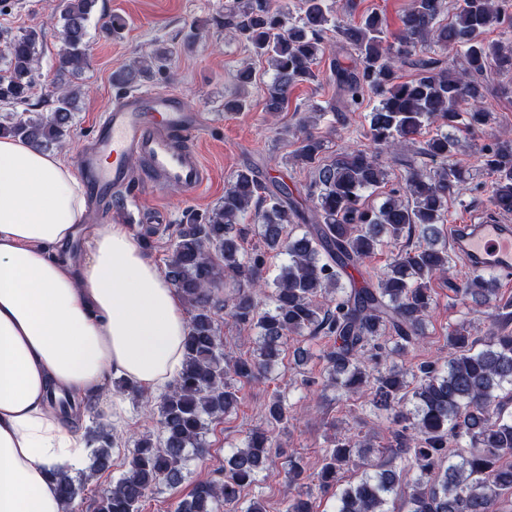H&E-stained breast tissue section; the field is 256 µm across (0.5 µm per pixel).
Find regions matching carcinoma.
Instances as JSON below:
<instances>
[{
    "label": "carcinoma",
    "instance_id": "carcinoma-1",
    "mask_svg": "<svg viewBox=\"0 0 512 512\" xmlns=\"http://www.w3.org/2000/svg\"><path fill=\"white\" fill-rule=\"evenodd\" d=\"M95 0H58L66 51L59 72L86 65L87 22ZM447 0H411L402 26L391 34L382 17L371 12L351 19L353 0L341 6L328 0H301L300 15L272 6V0H231L220 25L234 31L254 55L265 59L272 78L266 84L265 111L281 112L293 89L319 79V65L328 46L326 34L340 36L339 51H354L346 65L335 61L331 76L337 104L331 111H356L366 96L380 97L370 112L366 136L371 148L355 149L333 160L323 157L324 143L314 133L324 112L302 119L296 148L285 163L311 174L304 202L280 181L269 193L249 168L236 172L224 187V198L203 213L188 211L172 237L165 276L190 310L184 341L183 368L161 396L156 438L133 440L127 468L112 489L95 501L94 512H140L148 492L161 484L175 485L193 452L207 453V422L237 411L236 384L270 371L283 347L298 337L325 336L333 341L324 351L330 381L340 389H370L369 404L390 413L393 444L376 449L355 435H345L323 449L319 486L328 490L346 466L363 469V477L345 487L337 512H391L390 496L405 490L407 512H500L512 495V417L504 416V400L512 398V299L499 297L498 279L479 272L461 292L493 325L483 348L470 331L448 330V361L425 360L411 380L387 361L393 354L420 346L425 318L435 303L434 285L447 282L448 245L444 224L448 199L466 183L461 169L448 164L458 150L451 130L460 121L486 126L493 115L483 105L484 85L477 77L489 71H512V39L489 41L485 31L512 27L497 0H457L444 21ZM42 30L19 35L0 30L8 66L0 75V104L30 101ZM431 43L443 53L464 50L465 71L444 58L418 54ZM169 53L161 48L112 72V85L128 90L156 75L169 78ZM412 65L418 73L399 80L398 71ZM238 90L224 99V112L246 105L245 91L255 81L251 67L236 74ZM79 87L59 86L49 115L0 118V137H11L44 149L59 147L67 137ZM436 132L420 143L419 154L435 166L411 169L379 205L366 203L365 193L385 183L381 160L416 142L423 128ZM490 172L489 201L494 210L512 213V139H499L481 150ZM310 212V229L295 235L288 225ZM260 225L261 247H244L247 220ZM405 242L375 278L356 280L353 272L388 243ZM285 254L288 263L273 279L266 277L270 254ZM234 283L219 297L224 281ZM244 329H256L260 340L248 357L224 352L216 309ZM290 407L274 395L266 405L270 426L288 423ZM93 450L94 469L110 467L111 449L119 435L101 428ZM270 437L255 430L246 446L231 456L218 478L198 482L177 512H216L237 506L245 488L257 483L266 468ZM290 483L297 491L284 512H315L312 494L301 490L304 468L288 460ZM63 512L84 494L88 476L51 472Z\"/></svg>",
    "mask_w": 512,
    "mask_h": 512
}]
</instances>
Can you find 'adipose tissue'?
<instances>
[{
	"instance_id": "1",
	"label": "adipose tissue",
	"mask_w": 512,
	"mask_h": 512,
	"mask_svg": "<svg viewBox=\"0 0 512 512\" xmlns=\"http://www.w3.org/2000/svg\"><path fill=\"white\" fill-rule=\"evenodd\" d=\"M84 189L60 156L0 138V512H62L50 471L78 464L75 413L51 397L118 374L156 393L183 365L179 292L120 224L73 255Z\"/></svg>"
}]
</instances>
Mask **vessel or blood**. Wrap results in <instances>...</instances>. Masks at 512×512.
Segmentation results:
<instances>
[{
    "instance_id": "vessel-or-blood-1",
    "label": "vessel or blood",
    "mask_w": 512,
    "mask_h": 512,
    "mask_svg": "<svg viewBox=\"0 0 512 512\" xmlns=\"http://www.w3.org/2000/svg\"><path fill=\"white\" fill-rule=\"evenodd\" d=\"M203 117L186 111L178 96L129 94L104 114L78 159V172L90 188V202L101 216L112 213L119 191L134 182L131 164L148 163L146 179L154 189L177 187L192 194L209 180V170L194 144ZM453 245L470 270L512 277V225L483 215L455 225Z\"/></svg>"
}]
</instances>
